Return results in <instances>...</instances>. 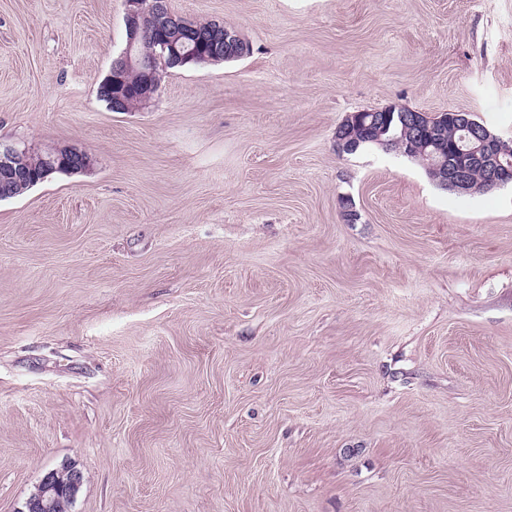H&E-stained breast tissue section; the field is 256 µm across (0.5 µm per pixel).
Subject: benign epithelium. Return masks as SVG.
<instances>
[{
	"instance_id": "benign-epithelium-1",
	"label": "benign epithelium",
	"mask_w": 512,
	"mask_h": 512,
	"mask_svg": "<svg viewBox=\"0 0 512 512\" xmlns=\"http://www.w3.org/2000/svg\"><path fill=\"white\" fill-rule=\"evenodd\" d=\"M124 27L126 46L121 54L112 62V103L117 110L127 104L124 99L122 75L129 70H137L144 76L142 83L141 107H146L155 96L153 77L155 71L152 61L144 58L140 51L141 35L146 31L155 32L162 36L160 42L162 52L168 56V63L178 64L186 59L195 60L207 58L198 56L184 49L182 33L186 32L195 39L206 37L184 18L174 13L168 0H124ZM216 39L222 41V46L232 45L237 48L236 56L241 57L246 49L238 46L236 32L221 25L209 28ZM386 114H372L370 122L354 112L349 114L336 129V146L340 151H353L358 148L360 141L350 136L354 127L364 128L373 134L374 141L385 150H398L405 154H419L426 158L427 170L435 184L445 190L459 194H469L475 191L473 172L482 174L484 187L494 189L512 184V143L503 140L488 126L479 124L471 118L468 112H455L451 115L455 131L459 137L452 143L453 155L448 159L435 155V139L431 136L420 139V133L425 127L426 115L422 112L387 107ZM396 113V121L409 137L382 139L389 127L390 113ZM29 155L27 149L15 147H0V168L14 176L24 179L23 168L25 158ZM43 169L55 171L60 168L72 171H83L90 167L91 156L77 148L54 149L41 156ZM84 481L83 473L66 466L52 470L44 475L36 491L24 502L23 507L16 512H64L73 504Z\"/></svg>"
}]
</instances>
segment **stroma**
<instances>
[{"label":"stroma","mask_w":512,"mask_h":512,"mask_svg":"<svg viewBox=\"0 0 512 512\" xmlns=\"http://www.w3.org/2000/svg\"><path fill=\"white\" fill-rule=\"evenodd\" d=\"M247 55L98 97L123 0H0V512H512V186L459 195L353 112L512 142V0H169ZM356 213L348 220L346 210ZM29 149H17L15 147L0 146V166L5 172L13 173L19 179H26V173L22 165L29 155ZM43 164L42 171H55L60 168L72 171H83L90 167L91 156L81 149L68 148L53 149L45 155L32 154L26 162V167L31 170H38ZM83 481V473L72 466L49 471L17 512H69L63 509L73 504Z\"/></svg>","instance_id":"obj_1"}]
</instances>
